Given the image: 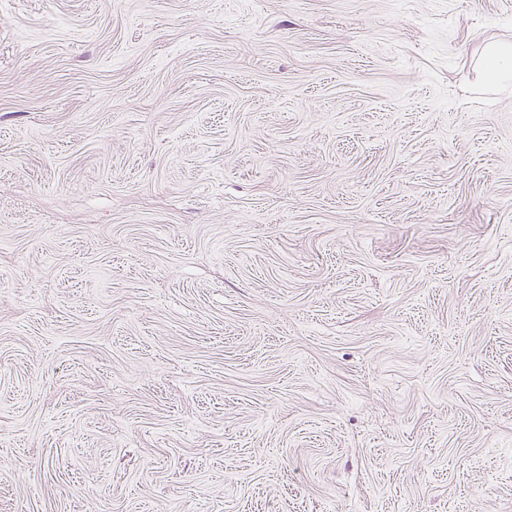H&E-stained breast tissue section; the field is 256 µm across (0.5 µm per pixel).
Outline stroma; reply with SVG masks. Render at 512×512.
Segmentation results:
<instances>
[{"label": "stroma", "mask_w": 512, "mask_h": 512, "mask_svg": "<svg viewBox=\"0 0 512 512\" xmlns=\"http://www.w3.org/2000/svg\"><path fill=\"white\" fill-rule=\"evenodd\" d=\"M512 0H0V512H512ZM485 67L489 80L507 83L512 79V47L500 45L490 48Z\"/></svg>", "instance_id": "stroma-1"}]
</instances>
